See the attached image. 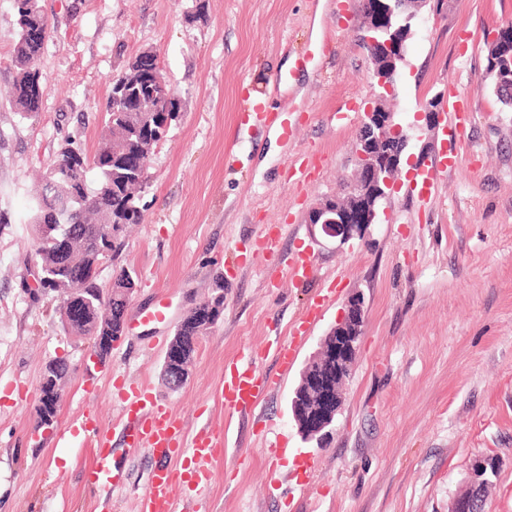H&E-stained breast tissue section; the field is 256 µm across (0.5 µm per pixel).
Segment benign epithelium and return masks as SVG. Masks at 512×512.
Returning a JSON list of instances; mask_svg holds the SVG:
<instances>
[{
    "instance_id": "7a95c632",
    "label": "benign epithelium",
    "mask_w": 512,
    "mask_h": 512,
    "mask_svg": "<svg viewBox=\"0 0 512 512\" xmlns=\"http://www.w3.org/2000/svg\"><path fill=\"white\" fill-rule=\"evenodd\" d=\"M385 22L386 18L380 14L362 20L363 42L368 48L367 60L380 93L375 106L364 113L361 121L355 149L356 174L350 184L348 199H328L308 216V223L317 228L321 237L336 239L341 243L361 237L368 226L379 222L380 206L390 197L401 166L413 162L411 156L407 155L409 135L395 121V112L387 106V102L395 97L396 78L400 70L397 62L404 61L405 42L378 40L377 36L386 29ZM142 61L151 88L149 111L165 117L164 123L168 124V113L174 111L178 97L165 77L160 55L151 51ZM421 162L422 156L419 155L413 163L419 166ZM86 310L80 289H71L64 304L65 320L79 322L86 315ZM220 317L221 314L214 312V306H209L206 312L197 316L198 330L207 334ZM365 318L363 298L356 295L348 299L343 317L322 338L317 355L302 374L294 391V399L309 400L311 407L300 409L293 415V420L302 438L307 441L321 442L342 408V386L352 374ZM112 345L111 336L92 337L91 357L94 363L105 360L112 351ZM164 366L169 370L170 384L178 389L187 381V372L191 371L192 363L187 359L186 349L176 342H170L166 347ZM60 396V385H41L38 407L44 410L42 426L47 429L58 420ZM480 464L482 459L475 460L467 479L466 487L470 496L454 497L449 512H462L469 497L479 493L482 482Z\"/></svg>"
}]
</instances>
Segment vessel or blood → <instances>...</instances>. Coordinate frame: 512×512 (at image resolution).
<instances>
[{
  "label": "vessel or blood",
  "mask_w": 512,
  "mask_h": 512,
  "mask_svg": "<svg viewBox=\"0 0 512 512\" xmlns=\"http://www.w3.org/2000/svg\"><path fill=\"white\" fill-rule=\"evenodd\" d=\"M459 154V149L454 147L441 155L427 173L421 196L431 197L439 177L456 167ZM313 268L309 254H296L288 264L289 277L298 283L305 282L311 278ZM268 389L255 364L234 362L224 367L219 397L229 412L248 414L256 409ZM118 395L122 402L119 428L124 446L145 449L158 463L148 491L140 498L138 512H177L174 496L177 473H184L186 483L204 487L209 479L205 465L216 456L219 440L206 427L199 429L194 437H187L183 421L158 404L144 385H121ZM85 434L93 438L95 448L93 460L85 470L84 483L96 494L99 512H112V489L122 484L123 473L112 464L109 431L89 412L67 426L58 440L67 443Z\"/></svg>",
  "instance_id": "obj_1"
}]
</instances>
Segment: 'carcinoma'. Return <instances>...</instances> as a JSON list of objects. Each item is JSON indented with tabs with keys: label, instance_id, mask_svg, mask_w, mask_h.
I'll return each mask as SVG.
<instances>
[{
	"label": "carcinoma",
	"instance_id": "obj_1",
	"mask_svg": "<svg viewBox=\"0 0 512 512\" xmlns=\"http://www.w3.org/2000/svg\"><path fill=\"white\" fill-rule=\"evenodd\" d=\"M17 30L12 56L15 70L10 102L24 119L37 117L38 86L42 85L38 61L43 44L34 42L29 31L49 26L40 10L28 8L30 0H14ZM380 6L389 15L388 32L401 35L408 29L404 0H383ZM138 58H133L112 86L105 105L104 126L98 148L92 158L74 147L63 148L45 176L41 194L33 201L30 221L35 227L37 253L47 279L41 282L43 292L57 293L70 283L82 288L83 297L98 307L108 304L112 317V335L124 333V294L133 290V274L122 268L113 275L112 298L97 282L99 246L107 257L116 256L124 244L128 225L144 220L139 205V192L146 182L148 168L129 164L131 154L140 150L142 129L149 113L135 112L146 91L135 84ZM488 72L494 89L505 101H512V26L499 32L488 52ZM105 322L95 310L87 320L63 330L73 336H94ZM187 350L197 335L195 311H190L175 330Z\"/></svg>",
	"mask_w": 512,
	"mask_h": 512
}]
</instances>
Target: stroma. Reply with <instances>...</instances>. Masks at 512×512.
Returning a JSON list of instances; mask_svg holds the SVG:
<instances>
[{
	"label": "stroma",
	"instance_id": "35a3bbf8",
	"mask_svg": "<svg viewBox=\"0 0 512 512\" xmlns=\"http://www.w3.org/2000/svg\"><path fill=\"white\" fill-rule=\"evenodd\" d=\"M50 34L39 59L43 102L23 119L8 91L14 0H0V512H97L83 471L94 443L58 444L84 412L102 427L121 417L117 382H142L180 416L188 433L222 428L209 464L207 512H448L480 456L498 460L485 512H512V106L497 96L488 49L512 25V0H429L414 20L392 101L410 129L408 150L434 162L453 128L460 165L429 201L400 177L379 223L347 243L314 239L307 222L320 201L345 189L355 167L359 122L332 120L350 98L378 94L357 39L359 0H42ZM161 57L180 115L157 147L140 193L145 220L117 261L97 270L109 287L116 267L138 284L133 317L110 357L94 364L89 339L64 332L58 298L37 286L32 193L66 140L94 155L112 82L143 50ZM309 66L285 93L276 73L302 52ZM273 112L295 108L291 139L248 132L244 94ZM467 101L453 127L449 94ZM441 107L437 127L414 115ZM284 224L273 252L267 225ZM314 259L294 284L290 257ZM224 278V313L199 342L186 384L162 380L169 338L186 312ZM330 297L289 369L271 348L292 342L298 318ZM366 320L344 404L323 443L304 441L290 413L301 372L353 295ZM167 299L163 323L137 311ZM68 374L55 427L37 424L45 363ZM254 362L272 380L255 413L228 412L215 398L225 364ZM126 482L112 512H136L156 466L145 450L114 439Z\"/></svg>",
	"mask_w": 512,
	"mask_h": 512
}]
</instances>
